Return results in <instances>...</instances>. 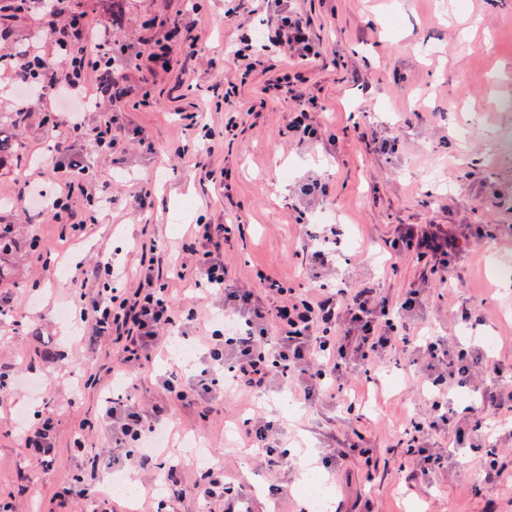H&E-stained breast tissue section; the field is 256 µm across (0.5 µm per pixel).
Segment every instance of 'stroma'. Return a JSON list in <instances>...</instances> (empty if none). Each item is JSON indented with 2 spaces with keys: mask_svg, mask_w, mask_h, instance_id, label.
Returning a JSON list of instances; mask_svg holds the SVG:
<instances>
[{
  "mask_svg": "<svg viewBox=\"0 0 512 512\" xmlns=\"http://www.w3.org/2000/svg\"><path fill=\"white\" fill-rule=\"evenodd\" d=\"M95 20H110L112 31L150 54L162 37V20L180 18L198 36L199 56L168 73L131 71L129 82L147 103L132 108L113 101L121 145L112 157L76 141L72 152L87 165L94 182L114 199L97 223L73 233L53 218L50 206L61 187L51 167L55 143L64 141L48 118L64 105L49 97L34 102L21 140L28 158L41 160L44 172L11 161L0 163V225L13 228L17 249L12 276L0 294L14 299V320L0 321V371L38 380L39 395L15 392L0 400V504L13 512H81L76 501L61 509L58 486L74 476L106 490L113 467L125 453L113 449L106 428L93 431L88 444L99 454L98 469L72 449L80 424L96 421L104 393L92 383L113 365L107 349L86 350L78 314L61 322L59 307L71 308L80 294L78 269L89 258L112 259L136 270L137 241L149 233L167 243L164 271L178 266L183 240L196 224H233L237 230L224 253L237 280L257 286L258 273L277 276L291 287L308 286L316 274L305 250L323 225H338L335 282L377 283L392 300L420 279L415 258L390 259L384 241L397 224H459L492 232L512 226V158L493 162L503 135L512 132V0H301L314 21L324 55L307 75L322 103L315 119L334 141L299 142L287 131L293 103L265 93L274 74L293 69L282 50L256 49V67L233 52L242 36L266 21L253 14L240 21L224 18V0H126L122 15L109 17L103 0H81ZM241 115L235 135L223 136L225 111ZM202 113L221 139L202 159L215 173L205 181L196 168L195 131L185 129L180 112ZM318 178L328 185L324 197L309 198L301 187ZM150 190L147 211L134 210L135 192ZM41 240L53 255L49 272L38 273L32 251ZM500 242L484 241L457 260L464 281L460 302H485L490 315L475 339L512 377V288L497 278ZM177 298L195 308L196 322L172 330L166 344L139 372L137 401L143 409L160 402L156 381L180 359L176 344L202 348L206 324L223 316L218 297L193 283L172 282ZM418 333L460 337L447 299L429 294L414 319ZM351 393H339L315 407L298 403L287 382L259 398L227 393L205 412L178 405L168 408L171 446L161 459L195 464L182 445L184 435L205 441L221 457L226 472L246 483L254 512L273 500L272 485L288 497L281 512H299L300 473L316 465L332 504L342 512H512V486H475L479 462L474 449L453 447L454 434L439 431L449 447L448 464L429 484L405 483L407 464L399 429L425 391V372L411 355H397L385 368L364 377L352 372ZM362 401L361 415L346 411L348 397ZM51 414L57 430V462L45 471L27 456L21 435L38 414ZM279 420L286 430L287 459L270 480L246 460L238 430L254 413ZM360 435L376 467L365 469L359 455L337 463L340 438Z\"/></svg>",
  "mask_w": 512,
  "mask_h": 512,
  "instance_id": "stroma-1",
  "label": "stroma"
}]
</instances>
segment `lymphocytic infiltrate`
Instances as JSON below:
<instances>
[{
  "mask_svg": "<svg viewBox=\"0 0 512 512\" xmlns=\"http://www.w3.org/2000/svg\"><path fill=\"white\" fill-rule=\"evenodd\" d=\"M270 44L288 48L299 64L319 59L322 50L313 37V20L298 7L274 5L264 31ZM117 39L101 22L79 27L62 25L52 46L66 68H52L44 54L30 62L42 72L46 83L61 95L84 93L90 78L98 77L102 67L119 71L114 52ZM302 73H283L267 81L276 96L291 100L294 116L289 127L302 139L319 134L311 122L312 113L322 111L318 97L307 91ZM56 125L68 137L83 140L101 155H111L120 138L113 132L112 119L86 126L80 115L61 112ZM52 171L62 183V191L52 204L57 222L69 224L73 231H84L96 223L101 210L111 208V196L101 194L86 178V169L73 155L57 160ZM87 201L83 218H76L72 198ZM233 232L229 224H198L182 247L176 270L178 279H191L195 285L219 287L224 314L232 318L230 331L207 334L205 351L195 373L171 372L158 381L166 401L183 407H206L231 390L259 395L277 380L291 382L306 403H315L330 391L343 390L351 371L382 366L387 356L416 352L425 360L428 391L424 412L410 419L400 436L407 444L411 464L407 474L412 484H424L427 477L442 469L447 455L435 436L444 429L454 430L456 438L473 433L484 453L480 459L483 483L505 480L500 445L503 434L499 422L512 420V384L505 382L487 388L479 373L499 374V363L489 357H469L460 342L442 336H408L399 326L416 307L422 306L430 282L459 287L452 273L453 263L470 251L473 241L457 224H398L385 241L389 256L410 255L429 271L427 279L411 284L402 300L395 301L377 286L352 285L345 288L318 286L296 291L271 274L260 277V285H240L224 262L223 246ZM89 292L79 295V316L83 333L90 342H109L116 365L112 376L124 379L127 394L108 396L102 406L101 423L108 428L112 445L125 451V467L133 471L157 457L155 435L162 418L139 409L131 395L138 383L136 369L149 362L162 340L164 329L182 321H194V309L179 310L167 278L153 266H141L134 276L111 262L98 260L81 271ZM467 386L472 399L462 410L444 406L445 395ZM279 425L264 416L244 420V443L258 451L257 460L269 471H277L285 459L279 452ZM24 448L44 469L55 462V432L51 417L26 428ZM180 464H170L164 477L166 490L155 500L154 512H178L188 498L199 504L223 503L224 512H252L249 487L224 471L223 463L211 461L197 469L192 481H184Z\"/></svg>",
  "mask_w": 512,
  "mask_h": 512,
  "instance_id": "obj_1",
  "label": "lymphocytic infiltrate"
}]
</instances>
